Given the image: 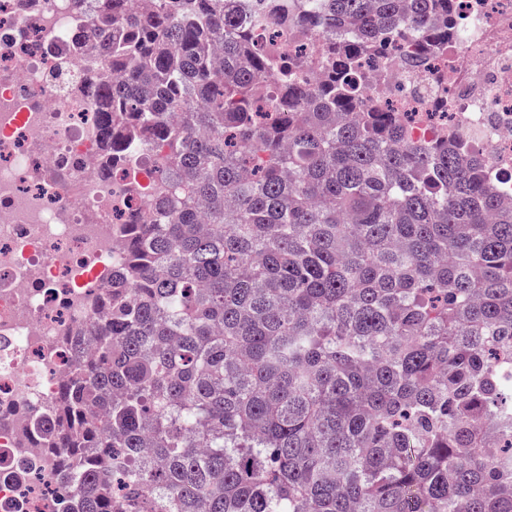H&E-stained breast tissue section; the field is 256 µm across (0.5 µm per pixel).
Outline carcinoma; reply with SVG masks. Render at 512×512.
Wrapping results in <instances>:
<instances>
[{
	"label": "carcinoma",
	"mask_w": 512,
	"mask_h": 512,
	"mask_svg": "<svg viewBox=\"0 0 512 512\" xmlns=\"http://www.w3.org/2000/svg\"><path fill=\"white\" fill-rule=\"evenodd\" d=\"M105 0L106 149L191 191L132 217L52 412L57 512H512V204L454 131L366 102L385 47L448 53L452 0Z\"/></svg>",
	"instance_id": "obj_1"
}]
</instances>
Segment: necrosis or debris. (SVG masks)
I'll list each match as a JSON object with an SVG mask.
<instances>
[{"mask_svg": "<svg viewBox=\"0 0 512 512\" xmlns=\"http://www.w3.org/2000/svg\"><path fill=\"white\" fill-rule=\"evenodd\" d=\"M447 60L407 76L403 53L364 66L414 134L457 128L512 200V0H454ZM75 0H0V448L34 460L0 473V512H54L67 484L44 463L33 418L69 375L92 313L125 256L121 226L168 196L157 146L112 162L103 145L95 42Z\"/></svg>", "mask_w": 512, "mask_h": 512, "instance_id": "4bbe7bcc", "label": "necrosis or debris"}]
</instances>
